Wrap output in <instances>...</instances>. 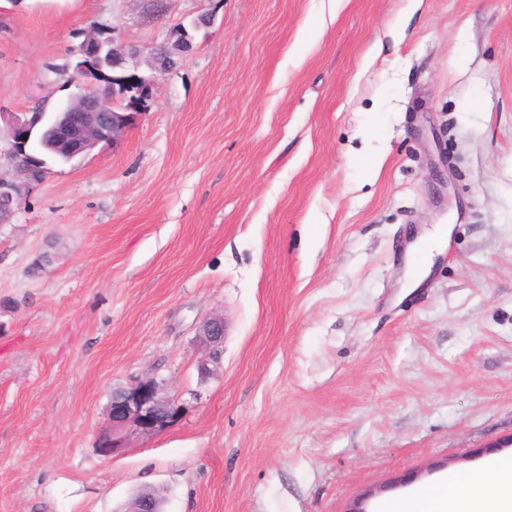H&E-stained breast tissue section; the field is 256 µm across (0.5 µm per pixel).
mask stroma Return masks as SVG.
Masks as SVG:
<instances>
[{"mask_svg":"<svg viewBox=\"0 0 512 512\" xmlns=\"http://www.w3.org/2000/svg\"><path fill=\"white\" fill-rule=\"evenodd\" d=\"M205 13L151 109L0 222V512L146 487L164 512H379L512 456V0L2 4L0 127L76 94L84 33L147 47ZM148 379L178 418L113 428ZM450 231L451 226L436 227L410 246L409 254L417 265V272L408 288H416L427 276L433 264L434 256L442 252L444 241L446 236H449ZM200 342L205 348V355L199 361L198 369L202 374L211 372V365L217 364L218 348L224 341V321L220 316H208L202 322L198 333Z\"/></svg>","mask_w":512,"mask_h":512,"instance_id":"stroma-1","label":"stroma"}]
</instances>
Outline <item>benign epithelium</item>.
I'll use <instances>...</instances> for the list:
<instances>
[{
	"instance_id": "obj_1",
	"label": "benign epithelium",
	"mask_w": 512,
	"mask_h": 512,
	"mask_svg": "<svg viewBox=\"0 0 512 512\" xmlns=\"http://www.w3.org/2000/svg\"><path fill=\"white\" fill-rule=\"evenodd\" d=\"M211 23L213 18L208 14L197 16L189 27L180 22L171 29L160 47L165 49L167 56L181 59L192 50L189 29L207 27ZM155 51V47L145 51L136 46H117L113 37H104L96 32L85 37L77 49L81 64L72 77L80 93L70 97L49 115L28 112L11 116L9 148L4 151V156L11 164L15 178L6 180L0 177V211L12 210L21 199L25 186L41 181L47 173L45 162L31 151V145L44 124L51 123L57 129V136L48 144V149L60 159L71 162L89 155L102 143L117 142L130 126L132 118L150 109L159 77L170 72L164 58L155 55ZM144 52L151 61L150 74L143 77L125 73L127 59ZM109 70L125 85L123 93L114 100L106 98L102 92V79ZM198 336L205 348L198 369L206 374L218 361V348L224 341L223 318L214 315L205 318ZM178 413L177 400L167 394L163 383L153 379L137 381L112 394L110 419L114 427L130 422L142 433L152 434L172 422Z\"/></svg>"
}]
</instances>
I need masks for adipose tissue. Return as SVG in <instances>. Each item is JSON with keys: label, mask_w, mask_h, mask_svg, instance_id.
<instances>
[{"label": "adipose tissue", "mask_w": 512, "mask_h": 512, "mask_svg": "<svg viewBox=\"0 0 512 512\" xmlns=\"http://www.w3.org/2000/svg\"><path fill=\"white\" fill-rule=\"evenodd\" d=\"M380 512H512V457L493 462L489 476L454 473Z\"/></svg>", "instance_id": "1"}]
</instances>
